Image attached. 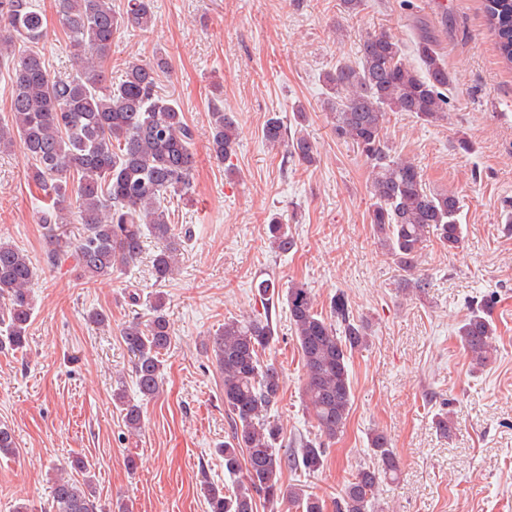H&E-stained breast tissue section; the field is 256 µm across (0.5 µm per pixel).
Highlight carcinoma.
I'll return each mask as SVG.
<instances>
[{
	"instance_id": "cac0c4a2",
	"label": "carcinoma",
	"mask_w": 512,
	"mask_h": 512,
	"mask_svg": "<svg viewBox=\"0 0 512 512\" xmlns=\"http://www.w3.org/2000/svg\"><path fill=\"white\" fill-rule=\"evenodd\" d=\"M488 25L502 61L512 67V0H483ZM74 73L53 76L45 58L32 48L42 35L43 19L29 0H0V61L11 80L10 115L0 120V149L19 140L31 160L29 180L42 192L53 222L44 224L51 249L47 261L71 259L87 280L110 278L135 262L150 235L161 247L152 269L157 280L171 278L182 246L164 201L191 194L196 157V131L175 100L158 91L161 72L169 68L160 55L148 63L132 61L114 85L104 74L115 35L124 28L149 31L157 26L153 0H128L125 12L112 10V0H56ZM29 43L15 50L16 43ZM423 71L407 66L399 40L386 32L367 33L359 40L358 60L336 62L324 76L332 131L352 143L370 162V220L386 254L401 270L405 291L421 293L427 279L416 274L427 238L434 235L452 252L462 241L460 199L453 192L427 190L422 171L393 155L385 123L391 112L433 122L447 112L448 68L427 36L415 42ZM270 146L286 147V156L302 163L317 160L308 134L272 113L261 128ZM238 140V124L220 102L211 104L208 134L211 155L225 161ZM76 209L81 231L67 233L70 209ZM271 246L280 254L297 247L282 217L267 224ZM36 276L28 255L0 241V349L24 351L29 346L32 315L30 286ZM263 312L224 321L213 341L214 356L224 374V409L230 434L224 441V469L243 473L233 489L203 484L209 512H256L257 500L288 501L302 512H325L324 500L281 481L283 467L315 472L327 456L324 443L301 439L291 453L282 451L281 430L267 417L280 393L277 369L261 363L274 339L272 306L280 300L276 280L255 285ZM305 370L303 395L317 428L334 440L346 428L352 407L349 361L370 336L366 322L354 317L344 292L330 299V315L316 309L317 299L303 283L285 289ZM493 300L476 304L459 323L455 336L476 369L491 364L497 353L491 319ZM148 319H135L121 330L134 356L136 385L148 399L163 386V356L172 333L161 297L150 304ZM124 425L141 428L140 406L121 388L112 393ZM375 463L360 468L335 501L336 512H375L380 485L393 481L399 466L387 435L370 439ZM50 512H106L93 494L91 479L57 473L52 478Z\"/></svg>"
}]
</instances>
